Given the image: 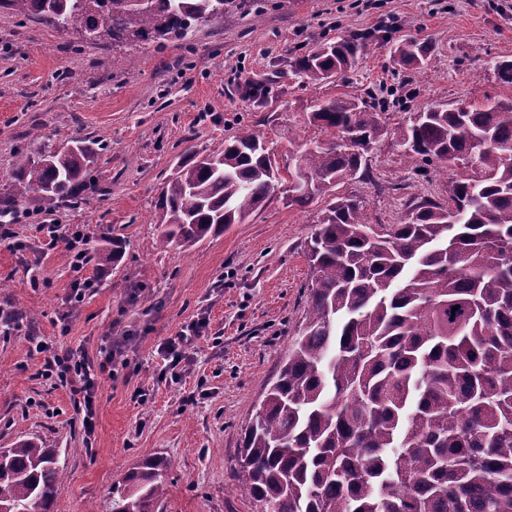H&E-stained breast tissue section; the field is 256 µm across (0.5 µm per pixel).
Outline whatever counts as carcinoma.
Returning a JSON list of instances; mask_svg holds the SVG:
<instances>
[{"mask_svg": "<svg viewBox=\"0 0 512 512\" xmlns=\"http://www.w3.org/2000/svg\"><path fill=\"white\" fill-rule=\"evenodd\" d=\"M254 0H0L62 33L143 44L183 38ZM370 33H350L288 61L318 86L352 69ZM431 45L399 41L419 68ZM243 96L267 103L260 84ZM319 130L295 153L288 198L329 196L307 242L312 280L288 356L246 428L237 489L253 512H512V99L417 112L399 128L418 170L443 173L448 200L422 198L397 224H368L362 202L332 196L389 135L358 97L313 101ZM19 156L20 196L75 198L94 163L86 142ZM249 128L224 150L180 163L157 202L162 237L187 247L240 224L283 184ZM457 311H452L454 306ZM0 512H49L65 464L35 438L3 449ZM167 462L132 468L112 512H162Z\"/></svg>", "mask_w": 512, "mask_h": 512, "instance_id": "1", "label": "carcinoma"}]
</instances>
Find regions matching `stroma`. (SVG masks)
Masks as SVG:
<instances>
[{
    "label": "stroma",
    "mask_w": 512,
    "mask_h": 512,
    "mask_svg": "<svg viewBox=\"0 0 512 512\" xmlns=\"http://www.w3.org/2000/svg\"><path fill=\"white\" fill-rule=\"evenodd\" d=\"M261 19L238 12L191 32L137 46L63 34L0 10V448L36 437L65 462L51 512H110L127 473L168 461L163 512H252L237 494L243 430L275 378L307 307L305 243L324 201L302 209L276 193L241 224L188 246L165 244L156 202L188 151L222 150L246 125L272 143L280 166L314 137L304 107L315 98L389 91L390 134L368 178L338 186L362 199L373 224H395L418 198L445 200V180L417 172L396 130L437 104L512 99L489 63L512 60V0H260ZM345 32L371 33L344 76L311 86L288 71L292 55ZM428 39L427 65L393 61L395 43ZM271 79L268 104L245 83ZM56 146L94 143L98 160L80 196L87 205L21 198L17 157L31 133ZM80 224L87 254L119 245L101 268L76 266L65 243L48 248L42 223ZM94 288L76 293L78 283ZM201 320L186 359L168 369L160 343ZM103 362L92 434L68 386L43 376L36 343Z\"/></svg>",
    "instance_id": "1"
}]
</instances>
